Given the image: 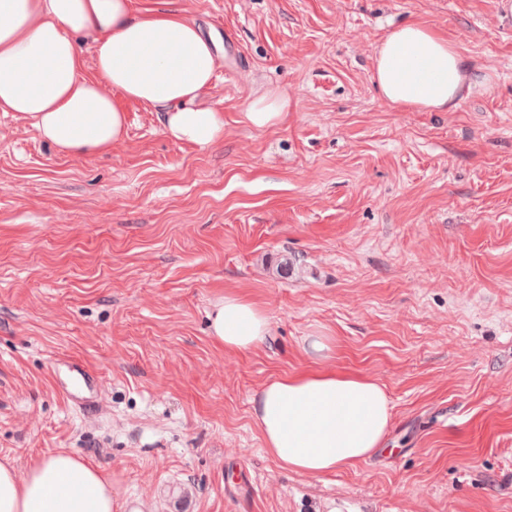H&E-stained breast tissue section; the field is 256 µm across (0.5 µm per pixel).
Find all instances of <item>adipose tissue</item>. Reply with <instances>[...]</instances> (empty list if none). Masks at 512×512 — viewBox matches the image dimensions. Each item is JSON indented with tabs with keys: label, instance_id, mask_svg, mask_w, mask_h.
Segmentation results:
<instances>
[{
	"label": "adipose tissue",
	"instance_id": "ef3b65f1",
	"mask_svg": "<svg viewBox=\"0 0 512 512\" xmlns=\"http://www.w3.org/2000/svg\"><path fill=\"white\" fill-rule=\"evenodd\" d=\"M91 37L90 56L78 47ZM221 63L214 38L170 7L134 10L132 0H0V112L31 121L41 139L72 157L105 154L127 133L121 93L162 113L164 134L201 149L224 137V114L203 97ZM373 80L395 109L448 112L479 84L454 43L422 22L388 31L373 58ZM283 91L249 102L255 128L279 124ZM211 337L248 351L271 334L268 315L235 294L216 299ZM267 451L284 467L318 476L355 466L383 445L392 407L365 376L326 369L283 374L252 398ZM99 468L59 450L18 471L0 461V512H114Z\"/></svg>",
	"mask_w": 512,
	"mask_h": 512
}]
</instances>
